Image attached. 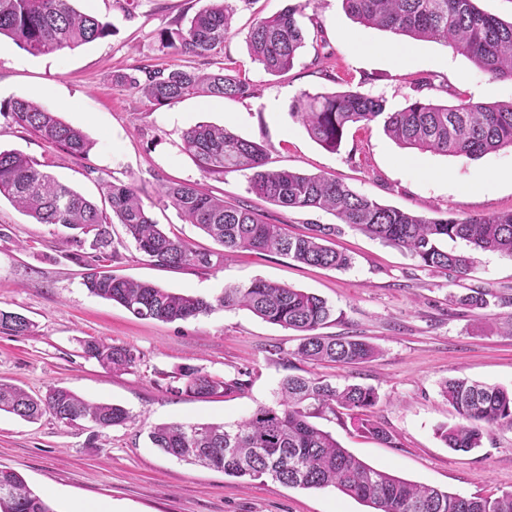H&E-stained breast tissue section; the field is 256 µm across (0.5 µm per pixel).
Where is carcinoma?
Returning a JSON list of instances; mask_svg holds the SVG:
<instances>
[{"mask_svg":"<svg viewBox=\"0 0 512 512\" xmlns=\"http://www.w3.org/2000/svg\"><path fill=\"white\" fill-rule=\"evenodd\" d=\"M74 0H0V36L12 39L28 53L47 55L104 38L111 24L73 6ZM357 23L414 40L442 42L494 78L512 79V22L481 11L475 0H343ZM302 6L257 20L247 38L253 60L270 75L280 76L294 65L304 46V32L296 19ZM233 0H208L185 28L163 31L161 49L207 57L220 52L232 28ZM145 78L126 82L156 106H171L192 96L248 98L255 87L227 68L201 73L179 68L144 69ZM15 122L51 145L73 155L90 148L83 132L48 112L31 98L7 103ZM290 115L323 148H340L353 125L380 123L385 133L408 149L444 156L478 157L512 147V102L437 104L416 98L396 111L381 98L358 91L304 93ZM183 149L207 175L248 171L247 191L288 209L323 210L382 243L405 249L423 265L467 274L472 258L442 246L448 239L463 240L475 249L512 257V210L489 216L427 218L383 205L357 193L336 178L268 167L264 145L228 129L198 124L182 134ZM112 215L42 169L38 161L15 150L0 149V198L38 224H59L76 231L71 243L104 251L111 245V218L122 224L137 249L158 266L209 269L224 254L201 251L172 238L149 216L136 186L105 184ZM160 197L175 207L226 251L268 252L314 267L344 269L351 259L328 245L334 224H313L310 232L290 236L277 224L264 221L245 204H232L191 183H163ZM90 294L115 302L134 316L163 322L187 321L216 308L242 307L262 320L303 333L294 356L302 361L341 366L366 363L377 355L369 342L354 336L320 333L332 308L319 296L298 288L255 280L247 286L224 289L212 303L147 282L124 279L107 266L84 275ZM0 328L14 336L34 335L25 316L0 309ZM84 353L102 367L126 371L136 362L128 347L102 339L83 341ZM175 389L196 398H210L242 390L243 380H225L199 369L182 374ZM441 396L456 422L438 431L455 451H470L495 428L512 427V389L450 378ZM377 394L371 387L337 385L320 377L286 376L275 403L254 410L234 424L196 422L153 427L152 445L181 461L214 468L232 477L271 478L288 487H333L361 501L373 512H512V493L496 498L466 497L418 484L376 469L342 447L312 419L344 409L353 414L372 407ZM0 411L25 420L45 413L64 424L88 421L106 429L131 420L119 405L91 403L69 389L51 386L43 394L0 382ZM0 512H54L48 500L28 486L20 473L0 468Z\"/></svg>","mask_w":512,"mask_h":512,"instance_id":"1","label":"carcinoma"}]
</instances>
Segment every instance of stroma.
<instances>
[{
  "instance_id": "obj_1",
  "label": "stroma",
  "mask_w": 512,
  "mask_h": 512,
  "mask_svg": "<svg viewBox=\"0 0 512 512\" xmlns=\"http://www.w3.org/2000/svg\"><path fill=\"white\" fill-rule=\"evenodd\" d=\"M206 0H76L79 10L107 17L103 39L33 56L0 37V103L36 96L47 110L79 128L91 143L74 157L19 126L0 112V148L15 149L45 164L47 171L107 208L108 181L134 183L157 224L193 247L218 245L159 202L160 184L194 182L225 201L246 202L291 235L312 224H333L324 211L286 209L247 193L246 173L204 175L182 148L184 130L199 123L224 126L264 144L269 165L342 180L378 202L426 217L492 215L512 209V148L476 158L405 149L382 125L351 127L339 151L326 150L290 115L302 93L359 91L384 98L389 110L421 97L450 102V90L479 103L512 100V80L480 71L444 44L409 40L410 54L389 56V32L355 23L342 0H239L234 32L222 51L207 58L162 51L161 30L187 27ZM303 5L299 17L305 45L293 68L273 76L252 59L246 42L256 19ZM201 71L230 68L257 92L247 99L193 97L159 107L137 93L126 76L146 68ZM432 79L417 89L416 79ZM330 239L346 252L345 269L310 267L288 257L256 252L225 254L214 268L164 269L136 248L120 224L112 226L113 274L185 292L207 300L225 288L253 280L286 284L327 300L333 315L322 332L356 336L379 355L353 366L310 363L294 357L298 332L268 323L242 308L218 309L171 323L135 317L122 306L92 296L82 283L91 249L75 252L68 229L38 224L0 201V308L25 315L32 336L0 331V382L33 394L61 385L91 402L124 407L130 422L107 429L83 422L66 425L52 415L30 423L0 412V466L18 471L44 493L54 512H369L364 503L336 489L290 488L263 478L231 477L181 462L151 444L150 429L162 423L234 422L273 404L288 375L323 377L336 384L373 388L378 399L357 417L343 411L315 418L355 456L374 468L463 496L512 493V428L493 430L480 448L449 449L438 435L455 415L441 395L452 377L512 388V258L469 250L465 241L448 249L470 252L466 276L423 266L405 250L348 226ZM488 294V305L457 303L468 289ZM130 347L137 359L125 372L103 369L82 351L87 337ZM245 377L246 387L226 396L196 399L175 395L182 371ZM367 420L385 429L382 442L358 428Z\"/></svg>"
}]
</instances>
